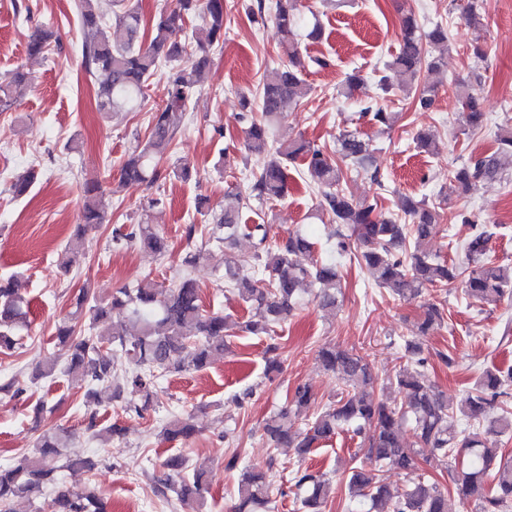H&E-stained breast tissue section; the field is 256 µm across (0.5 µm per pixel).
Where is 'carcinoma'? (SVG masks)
Returning <instances> with one entry per match:
<instances>
[{"mask_svg":"<svg viewBox=\"0 0 512 512\" xmlns=\"http://www.w3.org/2000/svg\"><path fill=\"white\" fill-rule=\"evenodd\" d=\"M115 22L124 38L112 42L110 26L97 9V0H76L80 22L91 31L94 40L83 45L82 56L88 73L104 75L97 92V109L111 112L124 105L133 95L143 96L147 82L155 75L161 62L170 64L167 75V100L153 113L144 143L128 153L121 165V179L126 183L154 182L159 179L157 165L166 159L175 142L177 116L200 87L209 66L210 49L224 42L225 0H174L170 10L157 18L150 39H144L145 24L139 5L131 0H113ZM298 0H275L274 20L278 28L289 33L298 25ZM201 14L208 22L188 39L181 38L188 17ZM447 28L435 24L426 31L417 20L407 16L401 24L399 51L378 75L379 89L389 93L398 89L416 94L423 108L433 103L434 90L421 86L422 72L436 71L441 58L427 53L425 45L445 46ZM51 48V35L35 31L28 42L31 56L41 55ZM288 63L266 72L259 90L260 116L243 114L247 120L245 146L248 152L264 155L268 160L250 174L248 196L258 201L280 199L288 192V166L304 156L307 171L320 195L318 211L328 219L346 227L359 243V258L374 285L388 288L403 300L417 297L425 288L446 290L461 282L465 294L479 302L493 304L512 295V270L485 259L492 233L474 229L465 243L469 264L458 266L422 249L437 229L435 205L425 199L399 197L396 216L378 211V203L355 202L346 193L343 167H362L370 156L369 141L357 132L344 131L336 138V149L306 142L291 141L275 145L270 142L269 128L292 106L306 98L311 87L302 77L297 43L284 48ZM29 80L28 73L17 68L10 80L0 82V111L10 109L13 87ZM462 104L461 119L473 129L483 126L485 112L480 96L464 83L457 84ZM496 152L470 159L448 172L449 189L462 194L478 181L502 178V156L512 158V127L500 129ZM105 189L100 184L84 187L83 223L78 225L66 244V250L82 249L86 231L105 221ZM197 233L194 224L184 228L186 254L182 263L192 267L210 256V249L224 248V282L234 289L253 311L252 317L241 323L242 331L266 334L273 324L288 320L293 314L303 286L316 285L317 297L324 309H336L341 288L336 258L330 256L301 265L297 256L314 249L311 237L290 233L278 239H268L264 224L241 222L239 207L229 205L217 219L208 240L209 249L194 247ZM256 239L251 259L242 262L229 253L239 235ZM114 248L129 242L138 243L159 255L167 253V240L152 224H139L127 234L113 235ZM19 281L15 277L0 280V351L15 344L17 330L23 323ZM77 315L89 316L90 325L106 323L105 334L75 335L70 323L59 327L58 345L62 359L52 358L38 364L31 380L53 376L58 366L87 382L85 406L99 403V390L104 389L115 400L126 391L141 396L142 405L128 406L126 411L141 413L150 406L156 384L166 373L200 371L229 349L225 334L224 315L203 308L199 288L184 274L173 285L163 288L146 279L135 288H121L112 299L102 302L78 294ZM444 321L440 307H427L419 326L426 332ZM110 347L118 357L102 355ZM406 363L396 375V384L404 401L391 406L374 398L377 377L368 360L351 350L332 343L324 344L317 360L342 385L336 401L312 413L315 398L306 384L295 387L290 405L282 408L264 425L267 439L275 448H292L303 459L321 442L332 439L347 427L356 436L367 435L361 441L364 460L351 467L348 485L352 497L367 506V512H448V491L437 482H419L402 491H392L383 478L384 468L415 471L419 468L421 449L429 451V459L437 466L451 470L462 465L457 489L464 498H475L480 512H506L512 507V461L498 460V450L485 446L480 439V421L501 433L512 432V412L490 416L497 399L505 395L504 386L512 379V371L502 374L488 370L483 373L473 391L455 407L425 379L428 359L423 357L420 343L404 340ZM469 423L468 432L458 429L457 416ZM410 427L413 447L403 445L404 427ZM88 430L107 442L123 435L118 423L96 429L90 421ZM197 433L193 416H175L162 429L166 441H187ZM69 435L47 432L38 436L32 455L13 467H0V512H11L16 498H37L55 485V474L63 468L93 471L98 460L94 457L63 459V448ZM169 470L164 488L178 498L203 497L210 486L205 471L190 472L182 455H173L165 462ZM273 467L265 470L248 468L242 473L238 487L240 504L237 512L265 506L275 488ZM292 486L302 494L301 506L307 512H321L322 504L332 492L329 479L320 475L295 471ZM56 512H108L96 490L91 487L75 490L59 488L55 497Z\"/></svg>","mask_w":512,"mask_h":512,"instance_id":"cac0c4a2","label":"carcinoma"}]
</instances>
